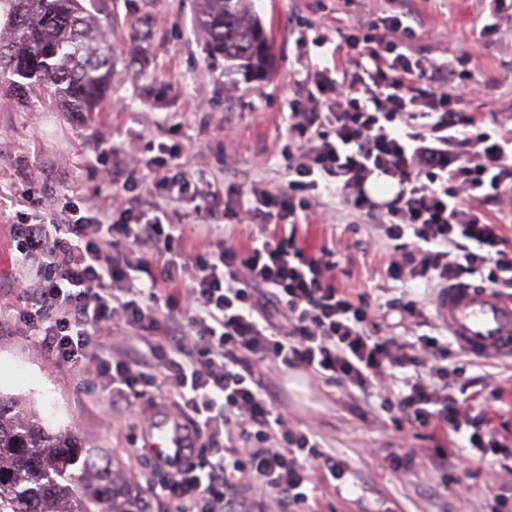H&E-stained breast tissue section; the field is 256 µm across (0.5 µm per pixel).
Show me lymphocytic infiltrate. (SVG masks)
Returning <instances> with one entry per match:
<instances>
[{
	"label": "lymphocytic infiltrate",
	"instance_id": "obj_1",
	"mask_svg": "<svg viewBox=\"0 0 512 512\" xmlns=\"http://www.w3.org/2000/svg\"><path fill=\"white\" fill-rule=\"evenodd\" d=\"M411 20L401 10L341 33L339 78L315 71L313 91L294 100L288 188L254 183L246 210L249 223L283 222L288 234L199 248L165 211L145 213L120 191L97 209L63 193L11 224L20 267L32 272L10 282L18 324L54 364L88 373L115 400L171 408L199 437L196 459L165 479L166 512H319V484L343 479L342 463L311 430L290 426L274 386L255 379L253 365L271 359L363 390L391 369L428 365L395 400L401 420L444 435L468 427L470 443L486 446L448 385L447 345L417 332L419 303L386 301L385 331L369 335V304L353 302L331 263L297 238L313 221L310 193L326 182L349 215L387 239L411 237L388 279L443 287L477 275L512 291V252L478 211L512 199V140L476 123L463 93L447 88V67L411 53ZM377 172L398 183L383 204L366 192ZM117 238L126 250H113Z\"/></svg>",
	"mask_w": 512,
	"mask_h": 512
}]
</instances>
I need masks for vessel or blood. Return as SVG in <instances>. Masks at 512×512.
Listing matches in <instances>:
<instances>
[{
	"mask_svg": "<svg viewBox=\"0 0 512 512\" xmlns=\"http://www.w3.org/2000/svg\"><path fill=\"white\" fill-rule=\"evenodd\" d=\"M436 310L458 347L473 357L512 359V296L471 284L440 289ZM151 454L177 469L195 446L172 413H157L145 431Z\"/></svg>",
	"mask_w": 512,
	"mask_h": 512,
	"instance_id": "obj_1",
	"label": "vessel or blood"
}]
</instances>
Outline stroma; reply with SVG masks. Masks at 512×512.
<instances>
[{
    "label": "stroma",
    "instance_id": "stroma-1",
    "mask_svg": "<svg viewBox=\"0 0 512 512\" xmlns=\"http://www.w3.org/2000/svg\"><path fill=\"white\" fill-rule=\"evenodd\" d=\"M269 30L274 73L260 81L226 74L224 62L204 50L196 16L198 0H89L92 14L112 33L115 65L101 104L75 115L39 95L8 99L0 110V394L25 399L52 427L75 431L89 447L101 449L143 489L150 512H165L161 475L142 450L137 420L147 402H113L88 393L85 377L53 364L38 337L13 330L19 305L6 284L17 269L7 218L15 210L46 211L53 192H80L88 206L112 193L99 174L100 142L138 155L140 166L124 177L129 196L145 208H166L186 237L203 231L242 247L252 246L263 226L239 224L225 216L226 193L238 208L252 200L253 181H286L290 102L305 93L308 72L335 70L341 55L337 32L358 21L410 8L416 18L414 55L466 74L472 92L466 108L487 130L512 137V16L502 15L495 33L482 27L489 0H253ZM162 159L191 195L169 199L153 188V161ZM38 174L47 189L21 195ZM326 215L300 229L314 254L333 265L338 287L366 293L371 304L390 298L425 305L433 334L439 321L434 292L414 283L386 279L384 270L396 242L371 224L337 219L336 197H321ZM413 368L395 370L387 391L361 392L348 383L316 379L303 368L278 362L262 370L273 383L278 405L291 423L311 429L323 449L336 455L346 474L340 490L324 489L322 512H484L500 488L512 489V386L502 387L494 368L448 346V381L463 391L469 415L510 448V455L480 453L468 443L469 429L456 435L447 466L424 453L420 427L397 425L387 395L406 390ZM503 390L501 400L492 391Z\"/></svg>",
    "mask_w": 512,
    "mask_h": 512
}]
</instances>
